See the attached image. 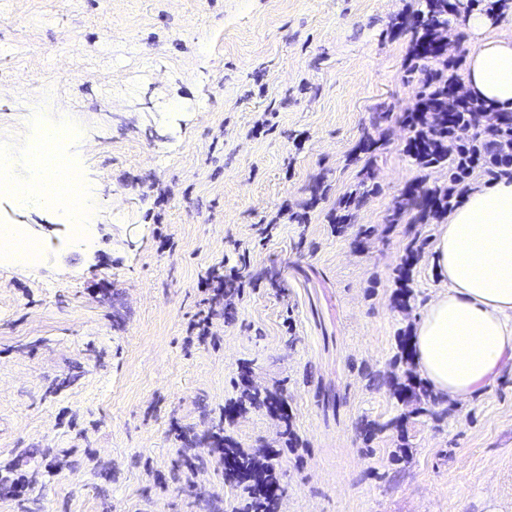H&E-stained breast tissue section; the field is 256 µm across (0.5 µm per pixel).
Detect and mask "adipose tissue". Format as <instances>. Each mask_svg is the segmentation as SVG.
<instances>
[{
    "instance_id": "1",
    "label": "adipose tissue",
    "mask_w": 512,
    "mask_h": 512,
    "mask_svg": "<svg viewBox=\"0 0 512 512\" xmlns=\"http://www.w3.org/2000/svg\"><path fill=\"white\" fill-rule=\"evenodd\" d=\"M463 25L476 39L467 94L512 111V33L494 31L481 12ZM432 253L445 286L416 324L415 361L441 399L464 401L512 367V179L470 190L439 225Z\"/></svg>"
}]
</instances>
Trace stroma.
Here are the masks:
<instances>
[{"label":"stroma","instance_id":"stroma-1","mask_svg":"<svg viewBox=\"0 0 512 512\" xmlns=\"http://www.w3.org/2000/svg\"><path fill=\"white\" fill-rule=\"evenodd\" d=\"M483 4L448 0L455 75ZM423 5L0 0V152L25 179L37 124L68 125L96 225L84 249L59 212L0 198L42 248L0 269V512H243L219 426L270 451L276 512H512V370L425 399L412 337L442 287L439 223L387 222L404 190L448 183L403 122ZM218 262L246 286L216 341L187 342Z\"/></svg>","mask_w":512,"mask_h":512}]
</instances>
